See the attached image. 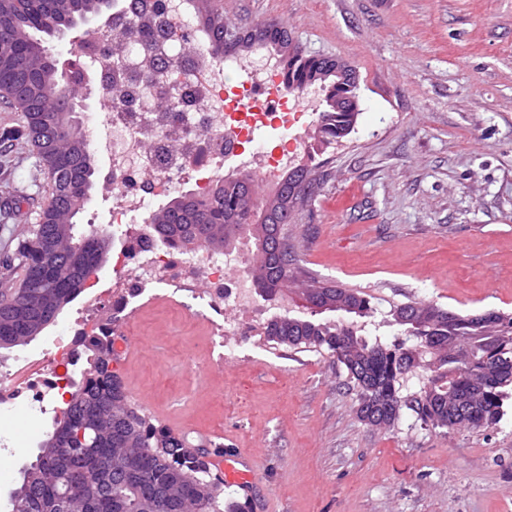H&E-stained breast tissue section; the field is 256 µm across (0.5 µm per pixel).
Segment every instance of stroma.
Here are the masks:
<instances>
[{
    "mask_svg": "<svg viewBox=\"0 0 512 512\" xmlns=\"http://www.w3.org/2000/svg\"><path fill=\"white\" fill-rule=\"evenodd\" d=\"M226 22H278L308 55L355 68L351 133L308 160L318 189L290 242L318 280L358 288L381 311L411 300L512 314V0H221ZM50 200L25 140L0 144V264ZM74 300L0 373L51 348ZM116 368L130 400L190 444L253 461L275 512H512V400L487 428L432 429L403 413L390 430L356 414L333 357L239 337L216 367L212 331L160 292L131 315ZM9 450L22 482L44 439L36 418Z\"/></svg>",
    "mask_w": 512,
    "mask_h": 512,
    "instance_id": "35a3bbf8",
    "label": "stroma"
}]
</instances>
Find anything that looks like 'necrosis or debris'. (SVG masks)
I'll use <instances>...</instances> for the list:
<instances>
[{
    "mask_svg": "<svg viewBox=\"0 0 512 512\" xmlns=\"http://www.w3.org/2000/svg\"><path fill=\"white\" fill-rule=\"evenodd\" d=\"M192 0H182L175 10L169 31H157L148 39L124 36L109 40L105 52H96L100 40L89 29L84 56L93 58L100 73H121L122 85L101 86L104 114H88L93 128H107L111 137L104 144L112 170L115 203L108 211L113 232L123 239L112 259V285L91 296L77 321L61 327L50 352L36 361H21L9 374V393L0 398V418L17 413H44L48 402L65 394L69 375L81 361L75 337L91 339L110 329L114 345L124 343L121 321L132 312L146 290L202 288L215 313L236 312L220 332L243 336L253 324L246 313L256 312L258 301L252 279L244 273L228 275L230 256L201 249L183 253L160 244L148 225L137 224L151 202L189 185L206 194L224 170L226 157L234 155L242 140L250 138L255 122L261 121L281 132L279 152L255 142L248 172L266 183L278 182L297 164L306 144L308 123L299 106L278 112H233L224 87L229 71L249 74L262 85L276 84L284 73L280 63L261 65L250 55H212L204 34L187 27ZM174 102L173 111L154 112L147 105L149 94ZM138 160L142 186L129 181V163Z\"/></svg>",
    "mask_w": 512,
    "mask_h": 512,
    "instance_id": "obj_1",
    "label": "necrosis or debris"
}]
</instances>
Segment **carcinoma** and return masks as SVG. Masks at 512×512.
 Here are the masks:
<instances>
[{"label": "carcinoma", "mask_w": 512, "mask_h": 512, "mask_svg": "<svg viewBox=\"0 0 512 512\" xmlns=\"http://www.w3.org/2000/svg\"><path fill=\"white\" fill-rule=\"evenodd\" d=\"M104 0H0V96L23 112L21 135L30 143L48 178L61 167L72 171L73 185L52 184L51 198L40 221L27 229L16 259L25 269L15 283H0V350L23 345L38 336L36 328L56 320L61 310L84 290L88 275L98 270L112 241L92 229L78 230L76 218L89 200L94 169L88 162L87 138L73 139L59 130L64 113L75 111L74 86L49 65L42 33L52 36L100 12ZM196 19L217 54L256 42L276 49L290 45L284 27L259 23L232 44L224 41V14L219 0H195ZM20 60L37 76L28 91L16 87L14 62ZM344 61L288 52V76L299 83L327 76L333 106L317 113L315 136L323 144L352 130L353 104L347 89L330 74ZM256 177L245 174L217 180L211 192L182 194L152 212L150 224L168 246L197 243L212 251L232 248L243 237L253 239L251 273L260 296L272 299L291 291L314 309L334 307L343 321L321 322L291 314L274 317L270 340L294 349L326 352L336 358L346 383L357 395V416L366 425L390 428L403 410L427 426L477 429L496 423L504 403L512 399V316L496 311L465 314L431 302L394 304L388 316L402 335L382 339L370 335L378 308L374 297L356 288L326 285L301 273L300 259L288 244V224L317 189L301 166L288 172L274 194L255 197ZM91 352V377L71 393L62 419L41 446L35 464L24 474L21 512H218L220 497L207 489L174 480L177 471L202 472L211 481L206 452L188 446L181 434L150 425L130 403L119 373L112 368V336L82 342ZM119 464L131 470L112 477L105 493L76 486L78 474L103 472Z\"/></svg>", "instance_id": "obj_1"}]
</instances>
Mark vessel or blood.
<instances>
[{"mask_svg": "<svg viewBox=\"0 0 512 512\" xmlns=\"http://www.w3.org/2000/svg\"><path fill=\"white\" fill-rule=\"evenodd\" d=\"M280 104L279 95L262 85H252L239 103L243 112L277 111ZM218 478L225 484L236 487L239 496L225 503L226 512H257L258 505L254 489L258 483L257 474L250 459L234 448H212L207 456Z\"/></svg>", "mask_w": 512, "mask_h": 512, "instance_id": "b4317fda", "label": "vessel or blood"}]
</instances>
